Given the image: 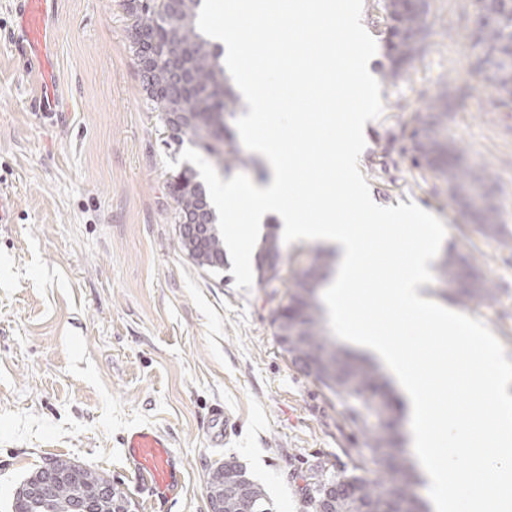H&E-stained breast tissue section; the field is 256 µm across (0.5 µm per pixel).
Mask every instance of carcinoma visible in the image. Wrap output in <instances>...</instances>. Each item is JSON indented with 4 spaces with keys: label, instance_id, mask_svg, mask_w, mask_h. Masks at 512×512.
<instances>
[{
    "label": "carcinoma",
    "instance_id": "carcinoma-1",
    "mask_svg": "<svg viewBox=\"0 0 512 512\" xmlns=\"http://www.w3.org/2000/svg\"><path fill=\"white\" fill-rule=\"evenodd\" d=\"M203 0H125L124 6L134 18L141 40L134 50L146 104L157 113L162 126H171V143L189 142L214 160L225 173L245 164L228 125L237 106L228 86L221 62L224 49L210 41L197 27ZM387 16L388 32L394 39L386 77L400 79L406 66L423 51L430 34L431 0H419L410 6L401 0H381ZM486 16L470 38L482 50L479 63L490 69V81L498 93L499 105H512V0H484ZM448 99L434 98L427 111L411 116L412 161L445 185L446 193L461 207V216L488 240L508 243L505 226L500 224L497 205L480 210L479 216L467 203L473 195L497 197L496 181L486 172L479 173L461 160V150L448 141ZM175 201L178 224L207 225L205 242L184 241L188 255L201 268H224L226 252L218 230L215 211L208 194L191 167H185L169 181ZM263 258L281 261L276 233L263 238ZM329 266L322 250L309 252L306 265L283 295H278L281 276L266 274L264 264L257 267L258 284L279 296L273 324L283 350L294 360L305 362L325 353L332 371L314 379L336 395L342 406L344 423L363 437L358 450L361 465L358 474H333L322 466L309 468L303 488V506L314 512L313 503L332 482L345 490L336 494L332 512H428L426 503L411 494L414 469L402 450L398 428L400 408L378 368L341 347L327 334L318 295L307 291L305 281L315 279ZM466 280L452 294L463 305H481L495 298L494 282L478 266L469 252L448 255L439 269L443 285ZM301 317V339L281 335L288 318ZM58 478L51 492L40 495L31 488L41 482V469L33 471L16 490L12 512H81L91 504L95 512H117L121 491L108 492L112 481L90 468L70 460L54 458ZM209 503L219 502L221 512H271L265 489L251 480L235 457H228L208 473Z\"/></svg>",
    "mask_w": 512,
    "mask_h": 512
}]
</instances>
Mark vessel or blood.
Returning <instances> with one entry per match:
<instances>
[{
	"mask_svg": "<svg viewBox=\"0 0 512 512\" xmlns=\"http://www.w3.org/2000/svg\"><path fill=\"white\" fill-rule=\"evenodd\" d=\"M53 3L54 0H20L16 46L29 69L41 78L40 90L33 98L36 111L59 117L65 106L50 77V58L55 43L51 29ZM124 448L130 467L154 495L180 489L181 466L170 451L167 438L157 428L146 425L130 430L124 439Z\"/></svg>",
	"mask_w": 512,
	"mask_h": 512,
	"instance_id": "1",
	"label": "vessel or blood"
}]
</instances>
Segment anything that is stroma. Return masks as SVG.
Here are the masks:
<instances>
[{
	"label": "stroma",
	"mask_w": 512,
	"mask_h": 512,
	"mask_svg": "<svg viewBox=\"0 0 512 512\" xmlns=\"http://www.w3.org/2000/svg\"><path fill=\"white\" fill-rule=\"evenodd\" d=\"M16 0H0V512L55 457L92 468L132 512H210L212 464L236 457L273 512H304L309 466L353 473L361 437L335 396L282 350L269 289L237 288L229 270L198 267L184 250L164 143L149 112L122 0H56L58 92L66 122L35 111L36 78L15 49ZM478 0H432L424 52L398 82L385 80L389 35L378 0L362 22L377 43L371 70L384 111L359 159L377 204L414 202L443 221L442 253H473L494 281L491 303L467 308L512 361V244L463 224L441 182L409 150L412 113L447 94L448 138L497 181L512 232V106L497 105L473 69L468 39ZM235 425L212 441L214 405ZM140 425L158 428L184 464L182 490L151 497L122 455Z\"/></svg>",
	"instance_id": "stroma-1"
}]
</instances>
